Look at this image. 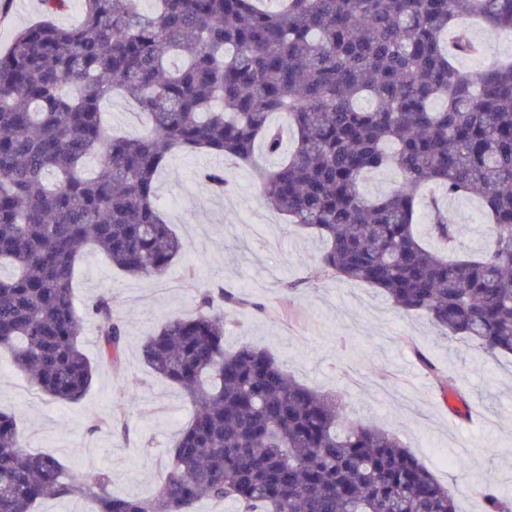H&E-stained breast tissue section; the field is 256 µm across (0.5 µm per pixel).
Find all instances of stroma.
I'll list each match as a JSON object with an SVG mask.
<instances>
[{
  "mask_svg": "<svg viewBox=\"0 0 512 512\" xmlns=\"http://www.w3.org/2000/svg\"><path fill=\"white\" fill-rule=\"evenodd\" d=\"M41 17L39 0H6L0 47ZM471 35L479 51L457 59L461 71L512 59V38L476 23ZM224 166L220 156L179 152L158 172L161 217L184 243L162 276L132 277L103 254L85 252L76 299L108 295L126 336L119 363L110 364L100 356L95 322L86 321L82 348L98 370L80 400L38 392L0 350V411L16 415L25 450L57 457L77 480L108 474L113 495L154 497L170 440L193 407L144 363L141 342L169 317L195 313L200 291L223 287L247 300L224 311L226 350H270L300 383L338 396L351 419L394 433L447 486L458 512H482L478 486L512 492V356L493 359L472 340L440 336L425 316L396 309L366 284L313 279L322 239L271 210L249 170H230L229 194L213 191L203 174ZM445 206L459 226V250L482 253L490 227L481 201L452 198ZM425 357L432 368L422 365ZM449 379L469 414L446 409ZM116 417L124 423L118 430L109 425Z\"/></svg>",
  "mask_w": 512,
  "mask_h": 512,
  "instance_id": "obj_1",
  "label": "stroma"
}]
</instances>
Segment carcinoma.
<instances>
[{"label":"carcinoma","mask_w":512,"mask_h":512,"mask_svg":"<svg viewBox=\"0 0 512 512\" xmlns=\"http://www.w3.org/2000/svg\"><path fill=\"white\" fill-rule=\"evenodd\" d=\"M16 31L0 52V349L56 400L80 399L94 365L80 347L98 326L101 357L120 360L125 324L107 296L80 306L72 281L88 248L129 276L159 277L181 254L156 175L182 150L251 169L290 223L326 242L315 275L364 283L442 335L512 355V63L460 71L476 52L454 21L476 13L512 32V0H82L80 24L51 13ZM147 115L142 133L102 121L115 92ZM366 99L370 106L361 108ZM284 112L293 146L278 154ZM98 159L88 175L84 163ZM392 168L395 191L364 182ZM482 199L492 235L479 255L457 252L458 225L434 194ZM431 236L417 231L421 207ZM241 298L206 289L193 315L147 337L148 367L194 406L171 441L153 500L118 498L100 472L76 481L55 457L23 450L16 417L0 412V512L82 497L89 512H193L201 500L237 512H456L448 488L413 449L348 420L343 403L298 382L270 350L224 349L216 312ZM476 493L485 512L512 498Z\"/></svg>","instance_id":"obj_1"}]
</instances>
